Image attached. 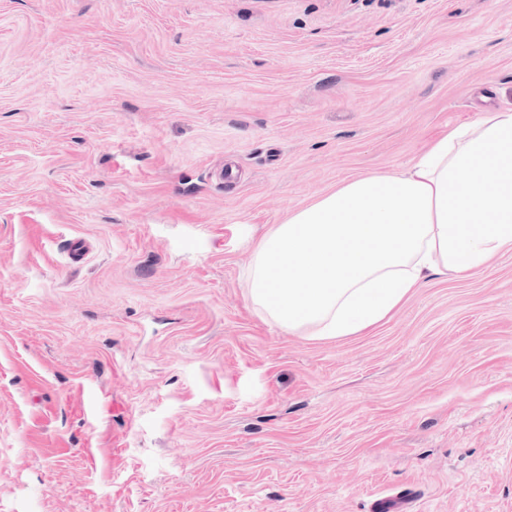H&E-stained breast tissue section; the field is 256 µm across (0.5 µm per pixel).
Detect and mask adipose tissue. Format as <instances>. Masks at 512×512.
Segmentation results:
<instances>
[{
  "mask_svg": "<svg viewBox=\"0 0 512 512\" xmlns=\"http://www.w3.org/2000/svg\"><path fill=\"white\" fill-rule=\"evenodd\" d=\"M512 253V108L436 138L402 169L343 181L261 236L244 273L260 316L332 340L386 319L432 277Z\"/></svg>",
  "mask_w": 512,
  "mask_h": 512,
  "instance_id": "ef3b65f1",
  "label": "adipose tissue"
}]
</instances>
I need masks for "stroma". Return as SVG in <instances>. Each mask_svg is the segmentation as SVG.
Listing matches in <instances>:
<instances>
[{
	"instance_id": "obj_1",
	"label": "stroma",
	"mask_w": 512,
	"mask_h": 512,
	"mask_svg": "<svg viewBox=\"0 0 512 512\" xmlns=\"http://www.w3.org/2000/svg\"><path fill=\"white\" fill-rule=\"evenodd\" d=\"M512 104V0H0V512H512V253L362 333L262 233ZM416 498L412 492H400L375 499L371 512H416Z\"/></svg>"
}]
</instances>
